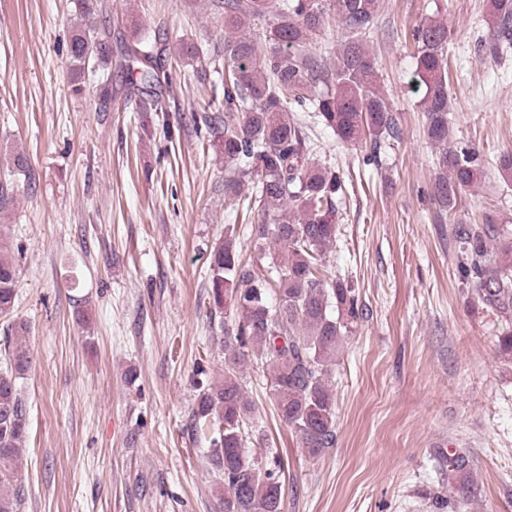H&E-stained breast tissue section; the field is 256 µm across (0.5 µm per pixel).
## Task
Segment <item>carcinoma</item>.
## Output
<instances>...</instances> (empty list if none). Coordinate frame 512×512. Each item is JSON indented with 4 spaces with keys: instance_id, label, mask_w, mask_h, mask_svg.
<instances>
[{
    "instance_id": "obj_1",
    "label": "carcinoma",
    "mask_w": 512,
    "mask_h": 512,
    "mask_svg": "<svg viewBox=\"0 0 512 512\" xmlns=\"http://www.w3.org/2000/svg\"><path fill=\"white\" fill-rule=\"evenodd\" d=\"M224 23V111L205 116L215 139L210 147L224 156V197L258 211L256 264L242 262L236 239L227 234L210 257V314L232 307L235 327L224 337V379L203 388L191 428L213 429L210 462L219 475L224 512H281L283 467L261 461L245 447L255 408L241 383V367L254 350L270 370V394L277 414L312 456L333 447L336 403L329 388L331 366L342 339L363 317L355 289L321 278L320 266L336 244V197L345 185L336 168L313 158L310 125L332 130L338 139L364 152V163L379 164L384 145L400 130L379 92V73L367 40L372 38L384 0H210ZM79 23L69 42L71 74L86 68L112 71L126 80L125 103L147 100L154 112L166 111L171 88L157 58L169 49L168 33L155 30L151 41L139 32L117 46L107 19L110 0H78ZM493 27L485 50L498 54L512 43V0H487ZM345 32L335 61L326 64L312 52L329 21ZM267 25L257 38L251 29ZM416 62L414 82L428 138L436 148L438 175L433 195L448 210L462 193L481 181L485 160L476 149L453 138L448 114L450 30L429 19L411 33ZM295 112L309 114L297 118ZM456 236L463 276L478 299L507 317L512 314V237L485 222L460 224ZM16 261L0 248V316L14 311ZM4 364L0 366V512H20V489L9 491L26 449L27 410L17 392L32 357L23 323L8 324ZM462 481L442 509L460 506L473 494L466 459L454 460Z\"/></svg>"
}]
</instances>
